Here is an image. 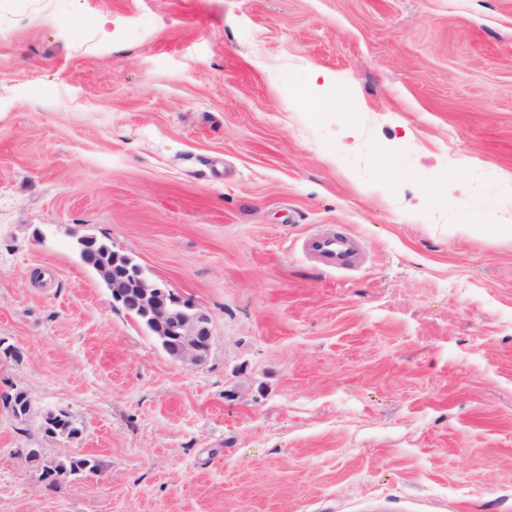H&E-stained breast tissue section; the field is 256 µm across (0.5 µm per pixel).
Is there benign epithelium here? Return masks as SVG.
I'll list each match as a JSON object with an SVG mask.
<instances>
[{
    "label": "benign epithelium",
    "instance_id": "7a95c632",
    "mask_svg": "<svg viewBox=\"0 0 512 512\" xmlns=\"http://www.w3.org/2000/svg\"><path fill=\"white\" fill-rule=\"evenodd\" d=\"M75 245L93 254L90 264L112 300L135 313L172 358L197 363L209 352L212 334L208 316L175 295L165 284L147 277L129 256L109 252L87 235L74 236Z\"/></svg>",
    "mask_w": 512,
    "mask_h": 512
}]
</instances>
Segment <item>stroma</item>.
I'll list each match as a JSON object with an SVG mask.
<instances>
[{
	"mask_svg": "<svg viewBox=\"0 0 512 512\" xmlns=\"http://www.w3.org/2000/svg\"><path fill=\"white\" fill-rule=\"evenodd\" d=\"M499 223L512 0H0V512H512ZM331 229L358 271L300 250ZM76 230L208 315L202 363Z\"/></svg>",
	"mask_w": 512,
	"mask_h": 512,
	"instance_id": "stroma-1",
	"label": "stroma"
}]
</instances>
